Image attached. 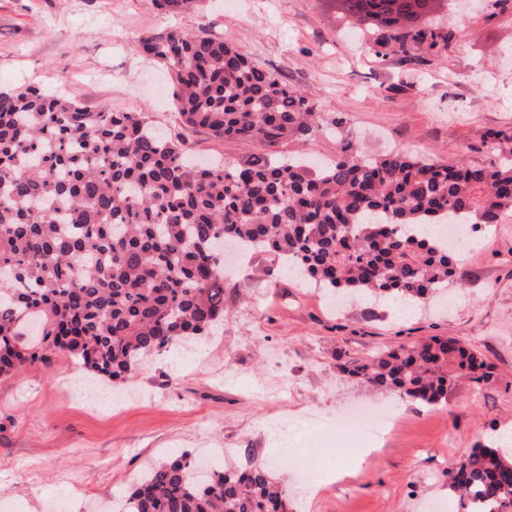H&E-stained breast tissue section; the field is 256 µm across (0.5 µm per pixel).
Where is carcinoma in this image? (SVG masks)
<instances>
[{"instance_id": "obj_1", "label": "carcinoma", "mask_w": 512, "mask_h": 512, "mask_svg": "<svg viewBox=\"0 0 512 512\" xmlns=\"http://www.w3.org/2000/svg\"><path fill=\"white\" fill-rule=\"evenodd\" d=\"M365 23L361 4L331 0ZM371 51L393 41L405 58L448 43L427 21L387 22ZM175 86L189 128L216 140L312 149L340 137L331 163L198 161L143 112L91 111L36 87L0 91V376L56 356L124 382L177 340L224 321L218 239L292 267L299 281L347 297L419 304L457 273L441 227L474 232L512 209V143L494 138L488 166L448 164L394 150L373 155L326 121L307 93L258 67L229 41L169 29L135 42ZM344 371L402 399L438 406L454 378L489 377L476 351L432 336ZM466 512H505L512 454L485 445L448 471ZM267 467L207 466L183 452L147 468L122 512H289Z\"/></svg>"}]
</instances>
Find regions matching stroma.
I'll return each instance as SVG.
<instances>
[{
    "mask_svg": "<svg viewBox=\"0 0 512 512\" xmlns=\"http://www.w3.org/2000/svg\"><path fill=\"white\" fill-rule=\"evenodd\" d=\"M478 3L451 17L447 46L408 61L366 49L330 0H197L176 14L155 0H0V91L37 86L93 111L144 112L194 156L242 161L258 145L183 127L164 69L133 49L157 31L204 30L311 93L373 151L485 165L486 141L512 134V0ZM458 259L447 305L404 317L330 308L280 260L249 254L227 265L221 331L153 354L128 384L93 380L71 359L0 377V512H112L151 462L220 448L244 468L307 419L309 447L341 476L313 492L296 455L275 461L291 512H446L452 465L512 428V336L500 332L512 325V212ZM432 336L467 342L489 377L454 379L429 408L342 369ZM357 403L388 406L396 431L378 442L346 434L339 416Z\"/></svg>",
    "mask_w": 512,
    "mask_h": 512,
    "instance_id": "stroma-1",
    "label": "stroma"
}]
</instances>
